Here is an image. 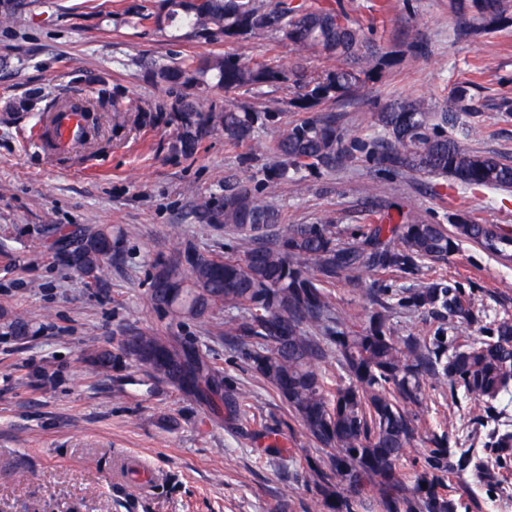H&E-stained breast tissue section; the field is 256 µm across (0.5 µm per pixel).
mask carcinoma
<instances>
[{
    "mask_svg": "<svg viewBox=\"0 0 512 512\" xmlns=\"http://www.w3.org/2000/svg\"><path fill=\"white\" fill-rule=\"evenodd\" d=\"M31 0H0V27L11 28L27 16ZM507 0H470L459 34L477 36L512 21ZM125 14L162 32L173 26L185 39L213 43L279 34L300 53L314 52L338 65L311 76L278 65L256 63L238 54L153 61L147 76L171 98L163 107L142 105L105 87L92 94L50 98L49 112H100L115 126L140 124L151 112H167L176 125L175 153L194 157L203 141L221 130L242 144L264 130L277 113L260 110L234 97L241 90L293 82L298 93L291 106L307 116L290 122L273 139L275 162L261 170L263 183L300 182L306 174L341 169L359 152L380 175L409 172L449 177L461 189L512 188V160L471 149L474 127L460 114L473 111V84L453 93L446 112H435L424 99H396L378 114L379 131L345 142L339 117L326 102L342 103L359 95L386 64L365 32L352 22L341 0H160L154 11L131 3ZM209 90L224 92V106L203 104ZM99 145L87 127L69 148L83 159ZM201 224H222L243 251L223 258L186 247L153 265L150 301L177 319L203 321L222 305L239 315L224 322V337L246 345L244 356L288 405L307 432L333 453L307 461V477L328 512H458L448 491V474L477 470L467 451L449 446L448 435L428 439L430 447L410 456L420 434L408 406L421 402L425 386L460 387L474 404L473 421L484 423L494 404L512 394V318L478 328L464 345L448 336V318L456 335H468L480 317L461 287L446 281L417 288L379 284L369 290L371 307L341 319L334 315L327 287L340 278L372 270L414 274L426 260H446L459 242L472 241L488 253L512 257V230L473 221L453 223L454 231L414 212L386 211L365 232L341 241L330 220L284 224L281 212L261 203L242 185L196 204ZM122 231L109 227L63 235L55 252L77 275L95 282L105 264L121 255ZM430 315L437 325L399 336L393 310ZM33 333L19 315L0 313V335L22 341ZM335 352L346 377L328 384L316 364ZM122 353L147 366L212 409L224 404L238 415L233 397H224L225 378L194 343L169 336L135 333ZM109 349L89 355L97 371L112 368ZM501 467L512 460V433L495 441Z\"/></svg>",
    "mask_w": 512,
    "mask_h": 512,
    "instance_id": "carcinoma-1",
    "label": "carcinoma"
}]
</instances>
